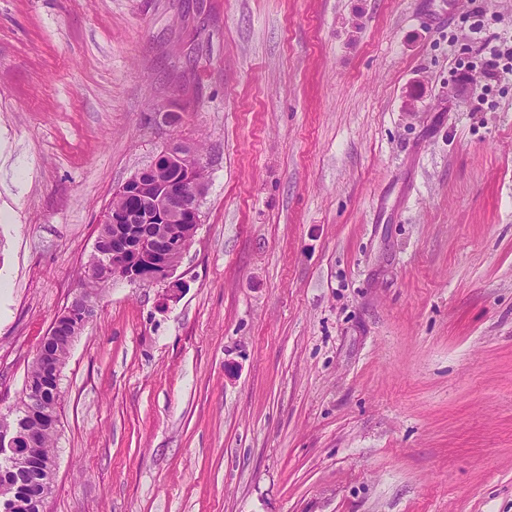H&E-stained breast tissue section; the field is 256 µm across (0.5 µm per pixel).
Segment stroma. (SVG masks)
Instances as JSON below:
<instances>
[{
  "mask_svg": "<svg viewBox=\"0 0 512 512\" xmlns=\"http://www.w3.org/2000/svg\"><path fill=\"white\" fill-rule=\"evenodd\" d=\"M510 44L512 0H0V411L116 190L207 175L181 294L71 349L46 512H512ZM507 60V63L502 65L501 61ZM512 47L504 49H495L490 53V56L484 62V74L488 79H495L500 73L512 72Z\"/></svg>",
  "mask_w": 512,
  "mask_h": 512,
  "instance_id": "stroma-1",
  "label": "stroma"
}]
</instances>
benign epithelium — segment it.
Returning a JSON list of instances; mask_svg holds the SVG:
<instances>
[{
    "label": "benign epithelium",
    "instance_id": "obj_1",
    "mask_svg": "<svg viewBox=\"0 0 512 512\" xmlns=\"http://www.w3.org/2000/svg\"><path fill=\"white\" fill-rule=\"evenodd\" d=\"M207 182L196 149L190 143L173 141L165 145L154 160L138 170L118 189L122 205L109 206L101 223L109 225L98 232L93 244L89 273L106 278L112 262L121 260L119 277L129 282L163 285V299L176 298L184 288L174 273L189 250L201 224V203ZM144 224H190L187 234L168 235L164 239L142 230ZM98 303L76 289L60 316L76 321L84 329L93 322ZM35 358L50 381L60 382L64 363L39 347ZM33 430H23L13 413L0 415V463L23 474L38 466L43 474L40 505H45L56 480L57 461L53 456L38 461L22 451Z\"/></svg>",
    "mask_w": 512,
    "mask_h": 512
}]
</instances>
